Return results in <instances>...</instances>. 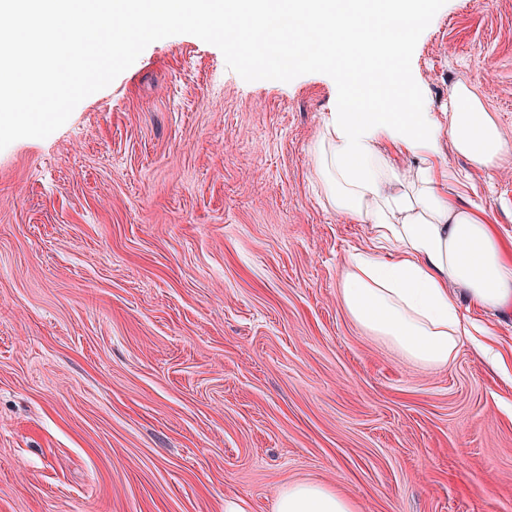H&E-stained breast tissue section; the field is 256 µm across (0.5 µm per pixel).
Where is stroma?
I'll list each match as a JSON object with an SVG mask.
<instances>
[{"label": "stroma", "instance_id": "35a3bbf8", "mask_svg": "<svg viewBox=\"0 0 512 512\" xmlns=\"http://www.w3.org/2000/svg\"><path fill=\"white\" fill-rule=\"evenodd\" d=\"M403 66L474 87L505 158L446 152L512 247V0H438ZM0 133V512H512V309L407 363L342 307L365 225L324 203L332 70L254 71L196 28L131 37ZM274 512H356L354 503L329 486L298 481L278 492Z\"/></svg>", "mask_w": 512, "mask_h": 512}]
</instances>
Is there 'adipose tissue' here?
<instances>
[{
    "instance_id": "adipose-tissue-1",
    "label": "adipose tissue",
    "mask_w": 512,
    "mask_h": 512,
    "mask_svg": "<svg viewBox=\"0 0 512 512\" xmlns=\"http://www.w3.org/2000/svg\"><path fill=\"white\" fill-rule=\"evenodd\" d=\"M437 0H0V97L12 111L0 128L32 121L30 106L56 89L52 75L77 63V36L112 23V52L130 34L176 26L223 38L253 69L329 65L341 87L316 148L315 175L327 206L365 224L371 248L349 253L339 296L351 318L411 363L448 367L472 320L460 301L486 311L512 306V256L485 210L453 189L445 145L491 168L505 144L494 119L467 88L450 110L429 111L421 83L400 63ZM288 41L289 56L278 49ZM398 73L396 103L371 104L365 88ZM274 512H355L329 486L298 481L278 492Z\"/></svg>"
}]
</instances>
